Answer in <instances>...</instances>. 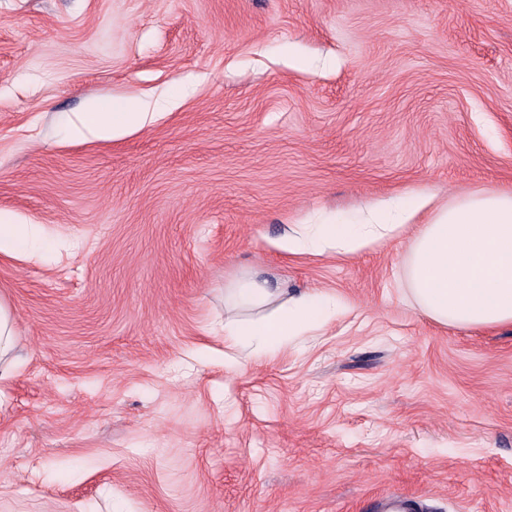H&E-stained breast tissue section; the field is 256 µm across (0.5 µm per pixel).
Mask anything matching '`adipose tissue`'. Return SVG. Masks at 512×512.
<instances>
[{
  "label": "adipose tissue",
  "instance_id": "obj_1",
  "mask_svg": "<svg viewBox=\"0 0 512 512\" xmlns=\"http://www.w3.org/2000/svg\"><path fill=\"white\" fill-rule=\"evenodd\" d=\"M149 119L136 105L98 100L89 111L66 119L70 139L110 140L140 130ZM431 201L419 194L391 197L367 206L362 223L305 225L285 238L288 251L361 250L410 224ZM42 228L0 214V254L35 256ZM409 293L430 320L456 328L512 326V193L494 189L461 196L419 225L407 256ZM224 344L272 355L296 338L321 329L336 314L327 295L270 286L255 274L224 286Z\"/></svg>",
  "mask_w": 512,
  "mask_h": 512
}]
</instances>
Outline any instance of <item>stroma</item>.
Instances as JSON below:
<instances>
[{
  "label": "stroma",
  "mask_w": 512,
  "mask_h": 512,
  "mask_svg": "<svg viewBox=\"0 0 512 512\" xmlns=\"http://www.w3.org/2000/svg\"><path fill=\"white\" fill-rule=\"evenodd\" d=\"M154 113L73 142L95 100ZM512 191V0H0V512H512V328L407 296L411 230L291 253L373 200ZM343 311L224 345L243 273ZM41 235V225L18 224L13 216L0 213V254L19 257L24 252L32 258L43 244ZM13 348L12 315L7 305L0 299V380L7 378L13 369Z\"/></svg>",
  "instance_id": "obj_1"
}]
</instances>
